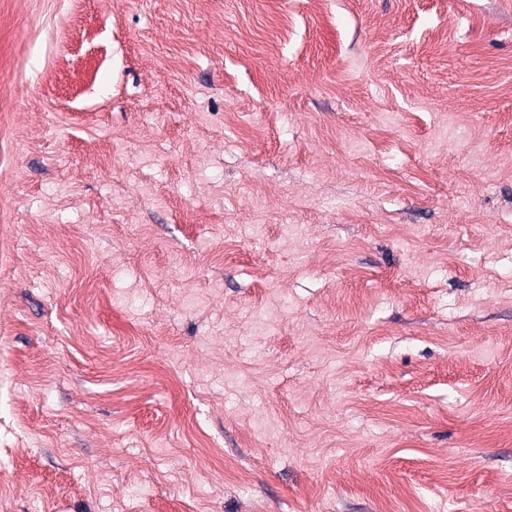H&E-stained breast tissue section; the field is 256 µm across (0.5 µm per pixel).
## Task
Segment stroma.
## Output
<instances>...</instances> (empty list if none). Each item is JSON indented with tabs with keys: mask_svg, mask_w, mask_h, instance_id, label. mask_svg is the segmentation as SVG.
I'll use <instances>...</instances> for the list:
<instances>
[{
	"mask_svg": "<svg viewBox=\"0 0 512 512\" xmlns=\"http://www.w3.org/2000/svg\"><path fill=\"white\" fill-rule=\"evenodd\" d=\"M0 512H512V0H0Z\"/></svg>",
	"mask_w": 512,
	"mask_h": 512,
	"instance_id": "stroma-1",
	"label": "stroma"
}]
</instances>
